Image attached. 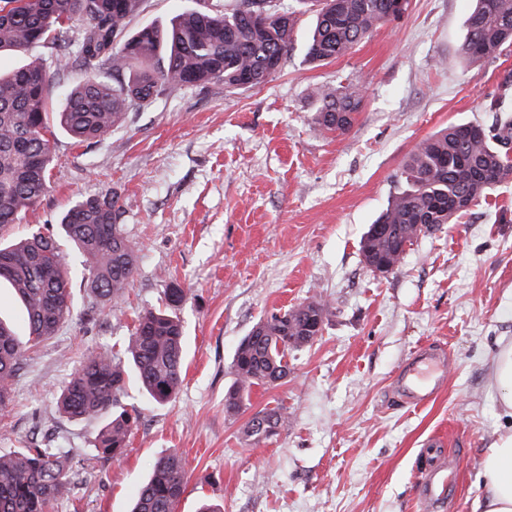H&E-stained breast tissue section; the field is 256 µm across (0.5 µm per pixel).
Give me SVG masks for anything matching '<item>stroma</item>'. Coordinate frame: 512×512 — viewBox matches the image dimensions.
<instances>
[{
    "label": "stroma",
    "mask_w": 512,
    "mask_h": 512,
    "mask_svg": "<svg viewBox=\"0 0 512 512\" xmlns=\"http://www.w3.org/2000/svg\"><path fill=\"white\" fill-rule=\"evenodd\" d=\"M297 17L294 48L265 84H219L159 95L105 136L53 143L51 187L0 242L58 224L80 197L116 192L138 248L134 282L118 303L96 299L72 266L77 314L27 352L0 412V451L37 439L68 451L71 485L54 512H129L156 459L177 452L187 483L178 512L200 496L224 512H422L415 482L425 442L444 439L460 461L455 503L472 512L481 460L512 430L493 380L500 341L512 340V183L458 223L420 237L392 272H372L360 240L386 208L420 141L451 123L487 125L488 97L512 84V46L493 61L458 63L470 0H410L404 18L345 55L305 56L311 12ZM200 0H145L128 24L167 25ZM352 83L363 95L353 127L329 135L312 119L318 85ZM188 291L186 370L158 406L130 391L140 422L117 458H94L101 420L74 422L56 397L91 350L116 346L139 312L161 305L170 281ZM326 307L321 336L288 357L285 381L254 388L224 411L231 361L260 319L312 298ZM424 343L445 348L448 383L420 408L391 392L397 368ZM285 424L246 441L259 411Z\"/></svg>",
    "instance_id": "1"
}]
</instances>
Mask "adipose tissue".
Masks as SVG:
<instances>
[{"label":"adipose tissue","instance_id":"ef3b65f1","mask_svg":"<svg viewBox=\"0 0 512 512\" xmlns=\"http://www.w3.org/2000/svg\"><path fill=\"white\" fill-rule=\"evenodd\" d=\"M483 493L472 512H512V431L500 435L482 461Z\"/></svg>","mask_w":512,"mask_h":512}]
</instances>
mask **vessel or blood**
<instances>
[{
    "label": "vessel or blood",
    "mask_w": 512,
    "mask_h": 512,
    "mask_svg": "<svg viewBox=\"0 0 512 512\" xmlns=\"http://www.w3.org/2000/svg\"><path fill=\"white\" fill-rule=\"evenodd\" d=\"M448 381V353L430 345L418 347L395 373L392 389L408 406L421 407L433 400ZM430 470L416 486L423 512H445L456 487L457 467L448 465L440 448H429Z\"/></svg>",
    "instance_id": "1"
}]
</instances>
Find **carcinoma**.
<instances>
[{
	"mask_svg": "<svg viewBox=\"0 0 512 512\" xmlns=\"http://www.w3.org/2000/svg\"><path fill=\"white\" fill-rule=\"evenodd\" d=\"M144 0H0V51L26 56L19 68L0 75V225L15 224L34 210L49 185L51 140L60 131L76 143L107 134L125 116L150 104L169 87L222 84L226 89L259 86L275 74L294 42L292 12L262 0L266 22L256 25L250 5L234 0L213 11L205 6L178 16L166 27L133 33L127 21ZM458 58L465 63L496 59L512 45V0H472ZM315 13L306 57L313 64L345 55L376 29L399 20L408 0H301ZM34 48L36 55L30 54ZM76 74L58 109L50 103L53 80ZM315 123L330 133L351 128L362 95L354 85L317 86ZM512 89L485 102L489 125L457 123L422 140L407 159L401 187L360 242L363 261L376 272L383 262L398 266L419 236L442 229L512 182ZM114 192L86 197L62 216L59 235L40 230L0 245V282L17 294L28 334L21 340L0 321V397L10 393L26 351L55 336L76 315L68 243L82 258L86 287L104 301L121 299L130 287L138 249L121 224ZM187 299L169 282L162 306L141 314L122 355L105 348L86 354L57 405L72 421L96 419L103 426L94 457L121 456L139 414L124 405L137 385L153 402H171L184 372V326L177 311ZM325 304L316 299L259 321L241 339L232 360L234 380L224 410L238 412L252 389L288 377V354L321 335ZM284 425L278 408L255 414L245 429L262 443ZM68 452L28 442L0 454V512H51L70 484ZM182 457L169 453L154 465L138 490L131 512H175L186 484Z\"/></svg>",
	"mask_w": 512,
	"mask_h": 512,
	"instance_id": "cac0c4a2",
	"label": "carcinoma"
}]
</instances>
